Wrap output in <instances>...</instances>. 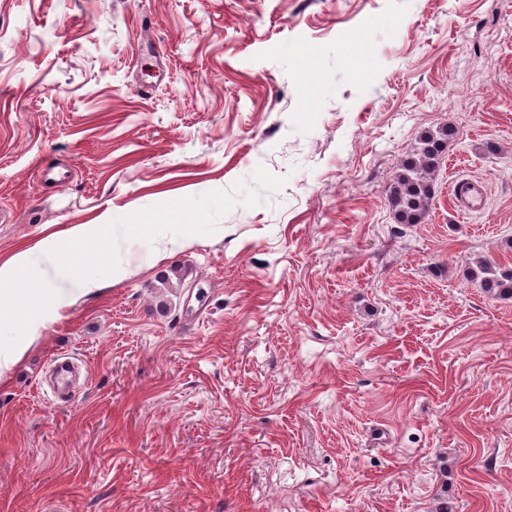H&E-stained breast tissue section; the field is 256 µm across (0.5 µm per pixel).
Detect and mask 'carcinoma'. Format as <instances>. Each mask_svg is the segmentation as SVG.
I'll list each match as a JSON object with an SVG mask.
<instances>
[{"label":"carcinoma","mask_w":512,"mask_h":512,"mask_svg":"<svg viewBox=\"0 0 512 512\" xmlns=\"http://www.w3.org/2000/svg\"><path fill=\"white\" fill-rule=\"evenodd\" d=\"M455 130L443 125L420 133L412 152L393 174L388 198L389 209L397 224L423 223L435 198L434 175L448 140ZM471 281L483 291L501 298H512V266L493 259H480L470 271Z\"/></svg>","instance_id":"carcinoma-1"}]
</instances>
